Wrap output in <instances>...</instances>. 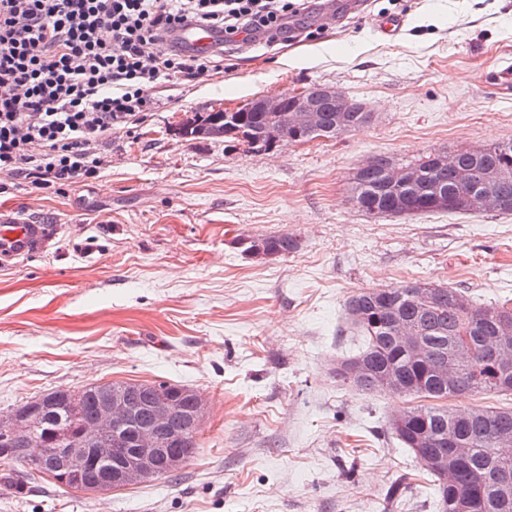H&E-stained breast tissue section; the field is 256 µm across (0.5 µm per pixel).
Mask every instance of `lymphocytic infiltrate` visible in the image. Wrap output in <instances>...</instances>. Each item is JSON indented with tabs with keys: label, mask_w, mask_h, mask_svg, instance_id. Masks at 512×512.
Returning <instances> with one entry per match:
<instances>
[{
	"label": "lymphocytic infiltrate",
	"mask_w": 512,
	"mask_h": 512,
	"mask_svg": "<svg viewBox=\"0 0 512 512\" xmlns=\"http://www.w3.org/2000/svg\"><path fill=\"white\" fill-rule=\"evenodd\" d=\"M296 0H0V173L36 190L95 177L104 134L144 112V87L220 69L168 36L189 24L274 45Z\"/></svg>",
	"instance_id": "f902f5d3"
}]
</instances>
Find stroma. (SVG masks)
<instances>
[{"label": "stroma", "instance_id": "35a3bbf8", "mask_svg": "<svg viewBox=\"0 0 512 512\" xmlns=\"http://www.w3.org/2000/svg\"><path fill=\"white\" fill-rule=\"evenodd\" d=\"M323 3L291 18L294 39L148 85L155 109L112 128L97 175L65 193L0 174V207L53 231L43 252L0 262V417L112 381L180 384L206 403L174 473L98 496L23 464L25 489H0V512H436L389 430L412 399L336 375L363 345L346 301L416 280L511 299L512 214L372 216L349 188L374 156L408 165L512 140V0H367L332 21ZM389 16L404 21L397 35L377 30ZM318 83L372 122L266 152L175 132L192 113ZM284 232L299 243L285 256L238 243Z\"/></svg>", "mask_w": 512, "mask_h": 512}]
</instances>
